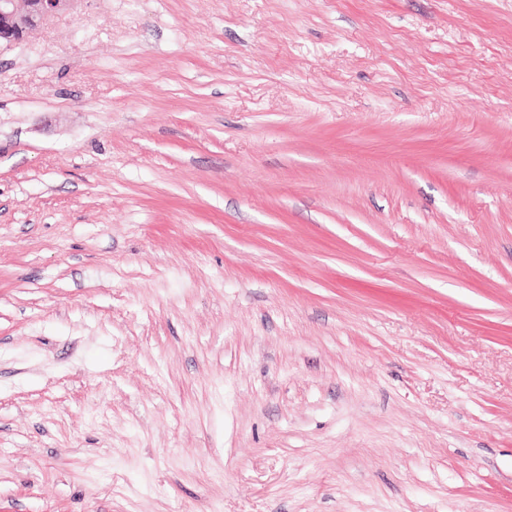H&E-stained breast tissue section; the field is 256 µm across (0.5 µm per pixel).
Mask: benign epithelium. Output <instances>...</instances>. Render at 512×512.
I'll return each mask as SVG.
<instances>
[{
    "mask_svg": "<svg viewBox=\"0 0 512 512\" xmlns=\"http://www.w3.org/2000/svg\"><path fill=\"white\" fill-rule=\"evenodd\" d=\"M77 0H0V44L24 40L43 21L67 12Z\"/></svg>",
    "mask_w": 512,
    "mask_h": 512,
    "instance_id": "obj_1",
    "label": "benign epithelium"
}]
</instances>
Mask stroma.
I'll list each match as a JSON object with an SVG mask.
<instances>
[{
	"label": "stroma",
	"instance_id": "1",
	"mask_svg": "<svg viewBox=\"0 0 512 512\" xmlns=\"http://www.w3.org/2000/svg\"><path fill=\"white\" fill-rule=\"evenodd\" d=\"M0 512H512V0L0 47Z\"/></svg>",
	"mask_w": 512,
	"mask_h": 512
}]
</instances>
